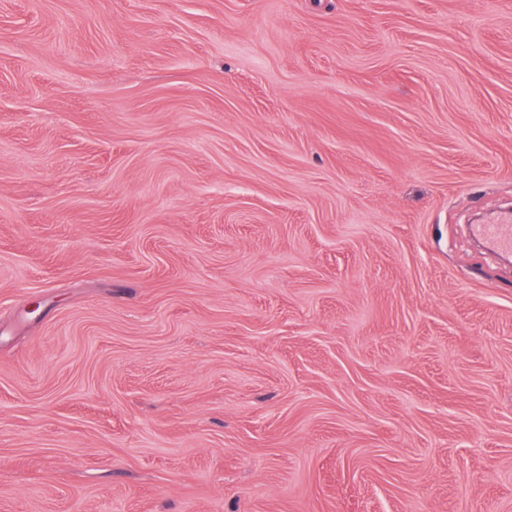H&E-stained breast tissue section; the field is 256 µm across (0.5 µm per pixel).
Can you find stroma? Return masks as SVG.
I'll list each match as a JSON object with an SVG mask.
<instances>
[{"label":"stroma","mask_w":512,"mask_h":512,"mask_svg":"<svg viewBox=\"0 0 512 512\" xmlns=\"http://www.w3.org/2000/svg\"><path fill=\"white\" fill-rule=\"evenodd\" d=\"M512 0H0V512H512ZM476 235L496 251L503 254L512 252V213L500 215L488 224H478Z\"/></svg>","instance_id":"35a3bbf8"}]
</instances>
